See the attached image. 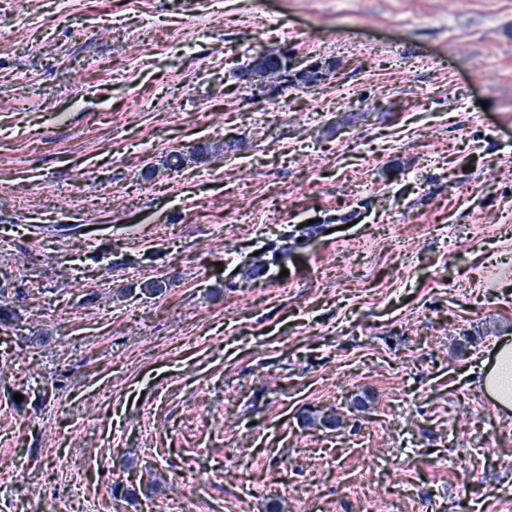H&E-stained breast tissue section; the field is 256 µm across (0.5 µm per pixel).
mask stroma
<instances>
[{
    "mask_svg": "<svg viewBox=\"0 0 512 512\" xmlns=\"http://www.w3.org/2000/svg\"><path fill=\"white\" fill-rule=\"evenodd\" d=\"M507 336L512 0H0V512H512ZM281 54L282 52L277 53L276 51H270L263 56L254 58L251 63L248 62L244 66L245 70L241 73L240 77L250 75L264 76L266 80H268L270 83H273L272 86L277 87L279 85L281 88H284V84L288 83V81L295 82L297 84H312L321 80L323 76L321 72L322 66H320L318 63L314 64L311 69L305 72V74L298 75L294 73L290 74V79H285L276 71L273 63L272 65L269 64V59L280 56ZM478 383L499 406L512 407V341L510 337L497 342L492 362L483 367Z\"/></svg>",
    "mask_w": 512,
    "mask_h": 512,
    "instance_id": "1",
    "label": "stroma"
}]
</instances>
